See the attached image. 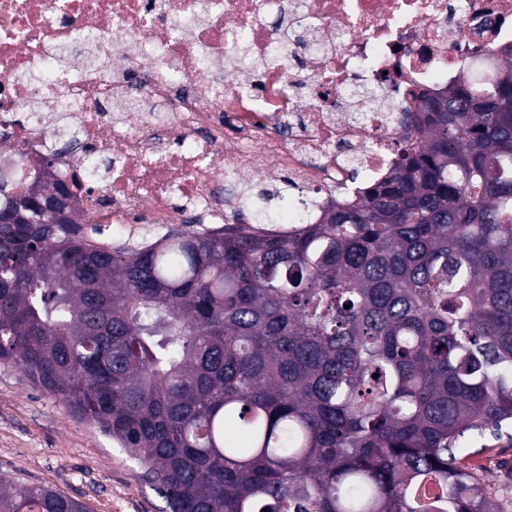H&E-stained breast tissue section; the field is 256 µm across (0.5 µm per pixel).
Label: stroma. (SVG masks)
<instances>
[{
  "instance_id": "stroma-1",
  "label": "stroma",
  "mask_w": 512,
  "mask_h": 512,
  "mask_svg": "<svg viewBox=\"0 0 512 512\" xmlns=\"http://www.w3.org/2000/svg\"><path fill=\"white\" fill-rule=\"evenodd\" d=\"M461 465L483 473L489 491L512 485V439L470 437ZM0 474L42 485L86 504L89 512H164L144 467L101 429L0 364Z\"/></svg>"
}]
</instances>
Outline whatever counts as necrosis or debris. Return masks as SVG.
<instances>
[{
    "label": "necrosis or debris",
    "mask_w": 512,
    "mask_h": 512,
    "mask_svg": "<svg viewBox=\"0 0 512 512\" xmlns=\"http://www.w3.org/2000/svg\"><path fill=\"white\" fill-rule=\"evenodd\" d=\"M512 47V0H0V154L86 223H228L225 186L287 184L301 224L389 168L410 90ZM374 87L365 96V87Z\"/></svg>",
    "instance_id": "1"
}]
</instances>
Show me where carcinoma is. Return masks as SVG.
<instances>
[{"label":"carcinoma","mask_w":512,"mask_h":512,"mask_svg":"<svg viewBox=\"0 0 512 512\" xmlns=\"http://www.w3.org/2000/svg\"><path fill=\"white\" fill-rule=\"evenodd\" d=\"M390 170L307 224L114 248L58 154L0 161V364L96 424L169 512H505L464 468L512 426V61L412 94ZM0 512H88L0 478Z\"/></svg>","instance_id":"1"}]
</instances>
